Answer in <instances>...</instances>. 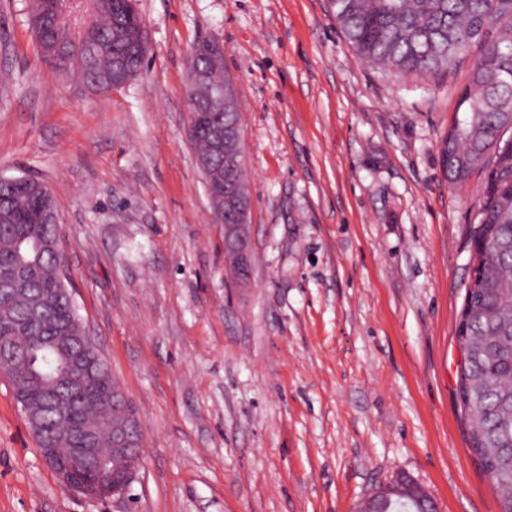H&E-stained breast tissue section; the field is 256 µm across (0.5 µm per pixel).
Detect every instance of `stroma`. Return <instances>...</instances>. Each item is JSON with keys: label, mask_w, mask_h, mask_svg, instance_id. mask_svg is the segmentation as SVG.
<instances>
[{"label": "stroma", "mask_w": 512, "mask_h": 512, "mask_svg": "<svg viewBox=\"0 0 512 512\" xmlns=\"http://www.w3.org/2000/svg\"><path fill=\"white\" fill-rule=\"evenodd\" d=\"M0 0V176L51 186L84 323L132 403L129 499L44 463L0 377V512H355L402 475L438 512H501L457 390L484 174L439 145L480 56L444 79L359 60L330 0H137L149 52L95 93ZM224 43L251 195L252 285L224 275L186 135L189 58Z\"/></svg>", "instance_id": "obj_1"}]
</instances>
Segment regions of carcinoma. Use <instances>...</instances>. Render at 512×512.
I'll list each match as a JSON object with an SVG mask.
<instances>
[{
  "mask_svg": "<svg viewBox=\"0 0 512 512\" xmlns=\"http://www.w3.org/2000/svg\"><path fill=\"white\" fill-rule=\"evenodd\" d=\"M342 33L356 56L390 73L444 78L482 48L458 94L459 114L440 145L448 182H465L484 170L474 241L483 245L470 279L478 288L464 297L466 335L457 337L461 353L459 391L471 440L481 466L512 512V0H331ZM82 71L93 79L112 70V49L79 53ZM55 197L0 181V279H8L23 240L48 239L56 226L37 219ZM50 253L33 259L28 286L0 304V349L28 355L9 378L22 413L38 410L35 432L40 452L49 448L65 458L92 437L110 459L112 474L123 476L130 450L112 443L123 425L103 420L116 379L105 358L80 345L84 322L61 290ZM80 355L78 389L57 377L63 360Z\"/></svg>",
  "mask_w": 512,
  "mask_h": 512,
  "instance_id": "1",
  "label": "carcinoma"
}]
</instances>
